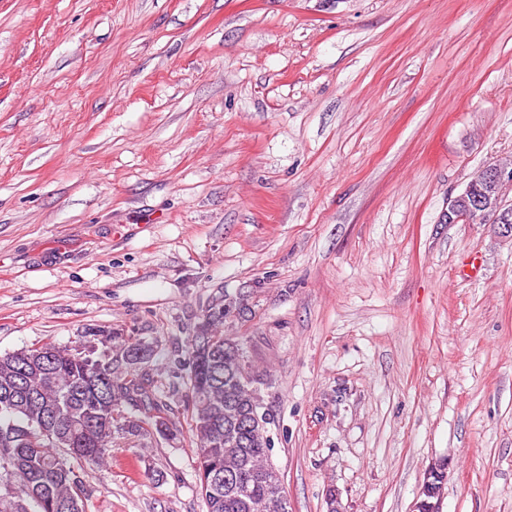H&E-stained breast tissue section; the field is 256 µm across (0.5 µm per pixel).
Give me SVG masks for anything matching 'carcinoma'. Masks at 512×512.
<instances>
[{
	"instance_id": "obj_1",
	"label": "carcinoma",
	"mask_w": 512,
	"mask_h": 512,
	"mask_svg": "<svg viewBox=\"0 0 512 512\" xmlns=\"http://www.w3.org/2000/svg\"><path fill=\"white\" fill-rule=\"evenodd\" d=\"M233 307L215 295L184 351L171 360L186 377L182 415L194 443L207 512H289L271 462L265 411L243 337L224 334ZM100 355L51 343L0 355V512H87L83 472L123 443L177 435L173 409L148 362L153 349L134 333ZM53 351L52 359L41 355ZM448 462L428 467L421 499H441Z\"/></svg>"
}]
</instances>
